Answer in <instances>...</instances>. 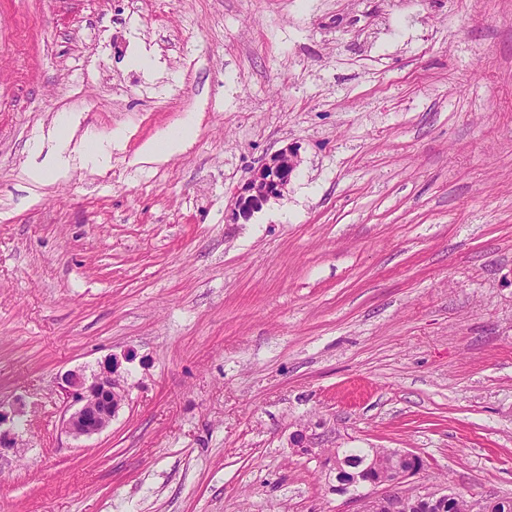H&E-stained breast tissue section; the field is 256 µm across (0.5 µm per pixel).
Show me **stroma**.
I'll use <instances>...</instances> for the list:
<instances>
[{
	"label": "stroma",
	"mask_w": 512,
	"mask_h": 512,
	"mask_svg": "<svg viewBox=\"0 0 512 512\" xmlns=\"http://www.w3.org/2000/svg\"><path fill=\"white\" fill-rule=\"evenodd\" d=\"M189 113L180 154L142 159ZM73 116L76 146L121 132L110 161L30 182ZM287 147L284 195L230 223ZM113 355L125 404L66 435L59 375ZM18 399L0 512H357L333 448L412 451L409 492L512 497V0H0ZM300 162L298 152L291 147L263 160L252 176L236 190L230 223L240 224V219L247 221L264 203L283 196Z\"/></svg>",
	"instance_id": "35a3bbf8"
}]
</instances>
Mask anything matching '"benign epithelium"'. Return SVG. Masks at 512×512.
I'll return each mask as SVG.
<instances>
[{
	"label": "benign epithelium",
	"instance_id": "obj_1",
	"mask_svg": "<svg viewBox=\"0 0 512 512\" xmlns=\"http://www.w3.org/2000/svg\"><path fill=\"white\" fill-rule=\"evenodd\" d=\"M298 152L287 147L269 158L254 170L252 176L235 192L230 221L248 220L252 213L271 199L283 196L298 166ZM59 388L70 400L73 412L63 420L64 432L74 439L90 437L105 430L128 396L119 363L111 361L100 366L98 373L87 378L81 369L68 370L61 376ZM22 406L11 413L0 410V447L19 452L23 447L21 417ZM6 429H1V426ZM416 454L399 449L380 448L367 466L376 468V461L383 459L387 467L373 478L365 473L352 474L349 485L369 482L375 492L354 496L360 503L357 512H409L412 505H420L425 512H446L448 502L455 494L441 488L425 493L410 494L403 491L406 480L417 472Z\"/></svg>",
	"mask_w": 512,
	"mask_h": 512
}]
</instances>
